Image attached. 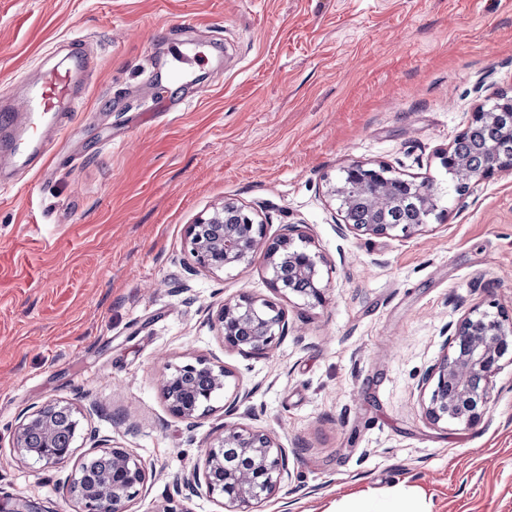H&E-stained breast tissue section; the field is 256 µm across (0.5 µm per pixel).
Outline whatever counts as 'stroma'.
Returning a JSON list of instances; mask_svg holds the SVG:
<instances>
[{
	"label": "stroma",
	"instance_id": "obj_1",
	"mask_svg": "<svg viewBox=\"0 0 512 512\" xmlns=\"http://www.w3.org/2000/svg\"><path fill=\"white\" fill-rule=\"evenodd\" d=\"M78 38L97 67L65 152L0 177V491L77 512L89 441L50 470L11 448L22 414L59 400L145 463L129 512H224L176 483L223 399L190 424L159 389L204 358L251 390L236 422L288 450L261 512L413 487L428 512H512V365L475 427L431 424L417 388L467 308L512 316V169L409 239L339 236L327 194L355 162L447 184L441 153L512 96V0H0V99ZM176 54L191 84L156 77ZM225 200L260 207L271 237L301 225L326 259L323 304L281 299L288 333L264 356L211 326L224 299L275 297L264 255L189 271L188 225Z\"/></svg>",
	"mask_w": 512,
	"mask_h": 512
}]
</instances>
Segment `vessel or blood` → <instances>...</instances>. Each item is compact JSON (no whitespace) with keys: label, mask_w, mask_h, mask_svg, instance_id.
Instances as JSON below:
<instances>
[{"label":"vessel or blood","mask_w":512,"mask_h":512,"mask_svg":"<svg viewBox=\"0 0 512 512\" xmlns=\"http://www.w3.org/2000/svg\"><path fill=\"white\" fill-rule=\"evenodd\" d=\"M91 69L83 43L68 45L63 62L44 68L38 78L26 85L20 98L0 101V129L10 135L0 163H8L18 153L40 159L59 147L58 135L45 125L63 112L80 108L85 97V77Z\"/></svg>","instance_id":"b4317fda"}]
</instances>
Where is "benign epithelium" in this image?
<instances>
[{"mask_svg": "<svg viewBox=\"0 0 512 512\" xmlns=\"http://www.w3.org/2000/svg\"><path fill=\"white\" fill-rule=\"evenodd\" d=\"M489 162L471 169L467 162L448 149L441 164L448 176L464 193L489 178L495 171L512 168V154L502 155L496 145L486 146ZM344 176L329 189L339 201L341 222L338 231L375 237L410 238L427 227L420 224H387L379 219L371 224L351 223L346 203L355 190H363L373 211L384 214L395 202L392 183L399 179L386 164L373 166L354 162L343 168ZM411 198L425 212L426 218H439L441 213L433 198L414 192ZM187 245L194 270L211 275L226 269L246 267L258 251L266 257L270 287L287 297L299 295L308 304L321 303L326 286L322 284L324 257L309 249V241L297 224L285 225L284 232L270 239L266 224L257 213L232 201L213 207L207 217L188 226ZM308 287L301 289L295 281ZM215 327L224 347L251 356H261L288 332L286 311L275 303L253 295L227 299L215 318ZM247 329V335L241 330ZM512 363V317L503 312L492 314L474 306L464 314L454 330L445 337L439 361L430 367L419 382L429 391L426 416L432 424L453 422L472 427L480 424L495 391V377L503 360ZM204 373L208 382L198 387L188 378ZM230 372L198 358L177 366L163 376L161 392L169 410L177 417L194 421L212 410V402L226 393ZM250 399V392L235 388L232 400L224 404V415L230 417ZM80 413L63 401L49 402L23 418L12 434V448L23 459H33L45 468L55 467L75 452L81 435ZM239 450L243 465L224 469V449ZM112 458V468L87 478L78 466L72 479L78 495V512H127L128 503L146 481V469L137 456L126 449L112 446L100 450L91 446L83 456L91 461L99 456ZM290 477L287 449L280 447L264 431L235 422H226L222 436L204 451L203 471L193 470L183 478L184 486L195 491L205 486L207 494L219 501L225 512H254L269 500L281 483ZM0 512H43L31 499L0 495Z\"/></svg>", "mask_w": 512, "mask_h": 512, "instance_id": "benign-epithelium-1", "label": "benign epithelium"}]
</instances>
